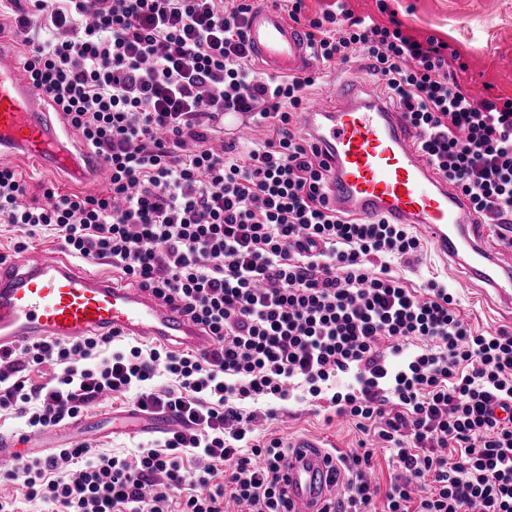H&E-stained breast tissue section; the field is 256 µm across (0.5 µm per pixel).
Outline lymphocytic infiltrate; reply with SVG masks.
I'll list each match as a JSON object with an SVG mask.
<instances>
[{"label":"lymphocytic infiltrate","instance_id":"lymphocytic-infiltrate-1","mask_svg":"<svg viewBox=\"0 0 512 512\" xmlns=\"http://www.w3.org/2000/svg\"><path fill=\"white\" fill-rule=\"evenodd\" d=\"M315 62L359 53L418 131L435 172L476 217L512 239V102L475 100L437 38L418 41L333 0L307 16ZM252 0H0V35L65 128L103 159L94 194L35 198L0 163V223L47 233L77 260H105L129 285L177 307L211 350L119 334L42 338L0 353V413L31 431L76 420L101 396L133 394L177 429L135 460L57 448L19 456L0 481L54 512H291V450L255 435L275 402L326 405L388 448L387 489L373 449L334 451L343 492L324 512H512V331L461 317L444 285L413 288V229L338 214L326 166L295 132L315 74L258 72L247 41ZM262 128L247 153L220 142L224 113ZM122 342L114 350V342ZM48 369L34 383L32 372ZM169 385H156L159 376ZM197 463L186 470L184 454Z\"/></svg>","mask_w":512,"mask_h":512}]
</instances>
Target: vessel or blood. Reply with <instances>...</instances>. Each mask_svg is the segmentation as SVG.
Returning a JSON list of instances; mask_svg holds the SVG:
<instances>
[{
	"instance_id": "b4317fda",
	"label": "vessel or blood",
	"mask_w": 512,
	"mask_h": 512,
	"mask_svg": "<svg viewBox=\"0 0 512 512\" xmlns=\"http://www.w3.org/2000/svg\"><path fill=\"white\" fill-rule=\"evenodd\" d=\"M254 58L270 75L308 70L312 59L302 29L272 0H256L248 16ZM0 55V155H29L81 179L86 175L71 135L45 116ZM299 134L317 146L327 164V188L337 211L424 230L436 251L486 296L512 308V246L489 247L486 228L467 202L438 176L416 146L400 109L354 79L343 78L331 104L304 113ZM119 331L154 338L178 349L203 352L212 339L174 307L137 288H121L93 271L45 260L27 267L0 260V350L39 338L73 339ZM0 434V462L39 440ZM288 461V496L295 512H319L341 491L320 443L300 439Z\"/></svg>"
}]
</instances>
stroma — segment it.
I'll return each mask as SVG.
<instances>
[{"label": "stroma", "instance_id": "obj_1", "mask_svg": "<svg viewBox=\"0 0 512 512\" xmlns=\"http://www.w3.org/2000/svg\"><path fill=\"white\" fill-rule=\"evenodd\" d=\"M387 12H380L378 0H349L355 14L369 16L378 23L397 20L418 38L437 37L455 51L463 64L457 72L465 88L479 87L489 96L512 99V0H387ZM20 231L0 225V256L26 264L65 256L61 240L43 235L29 240L24 251H17ZM391 269L411 286L435 280L448 287L465 320L478 330L495 332L512 329V314L496 302L486 300L471 287L459 271L447 266L432 245H425L411 265L392 261ZM130 404L107 402L90 409L77 427L44 433L42 445L63 448L81 443L117 457H131L151 440L155 432L145 423L130 422ZM292 441L311 436L344 451L357 447L365 435L354 425L331 419L328 411L298 401L278 410L274 419L261 428Z\"/></svg>", "mask_w": 512, "mask_h": 512}]
</instances>
